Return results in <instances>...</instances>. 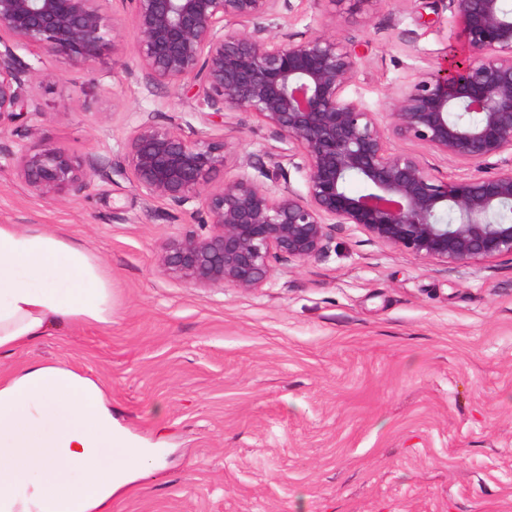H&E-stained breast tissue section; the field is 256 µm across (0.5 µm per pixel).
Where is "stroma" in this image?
<instances>
[{
  "instance_id": "obj_1",
  "label": "stroma",
  "mask_w": 512,
  "mask_h": 512,
  "mask_svg": "<svg viewBox=\"0 0 512 512\" xmlns=\"http://www.w3.org/2000/svg\"><path fill=\"white\" fill-rule=\"evenodd\" d=\"M286 30L360 53L347 86L386 121L393 91L466 56L449 0H291ZM123 36L82 68L38 48L42 110L0 134V224L85 246L112 281V325L69 327L0 354V371L66 364L105 389L144 447H162L112 512H512V257L441 265L382 246L352 224L325 254L275 264L255 291L196 288L166 271L188 214L118 172L81 194L37 196L8 155L56 145L88 162L119 156L146 116L232 145L225 175L288 146L248 112L207 117L173 87H147Z\"/></svg>"
}]
</instances>
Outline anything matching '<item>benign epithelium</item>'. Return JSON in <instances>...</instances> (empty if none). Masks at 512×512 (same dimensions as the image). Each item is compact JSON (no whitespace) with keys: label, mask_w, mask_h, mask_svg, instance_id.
<instances>
[{"label":"benign epithelium","mask_w":512,"mask_h":512,"mask_svg":"<svg viewBox=\"0 0 512 512\" xmlns=\"http://www.w3.org/2000/svg\"><path fill=\"white\" fill-rule=\"evenodd\" d=\"M108 0H0V132L41 114L28 93L49 78L21 56L37 47L80 67L121 37ZM505 0H452L472 59L459 74L427 72L396 91L381 125L345 95L355 53L316 32L265 35L260 21L290 0H121L133 18L146 84L186 88L215 113L245 111L288 142L304 191L276 190L241 171L224 178L228 145L149 115L115 162L87 164L44 144L9 153L38 196L78 195L116 169L146 197L192 215L202 229L163 249L164 268L198 288L264 287L280 259L326 252L330 230L353 224L381 245L442 264L512 256V10ZM253 23V31L224 23ZM422 142L465 173L434 177L390 137ZM359 179L353 193L349 179Z\"/></svg>","instance_id":"obj_1"}]
</instances>
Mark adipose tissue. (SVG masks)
Wrapping results in <instances>:
<instances>
[{
  "instance_id": "obj_1",
  "label": "adipose tissue",
  "mask_w": 512,
  "mask_h": 512,
  "mask_svg": "<svg viewBox=\"0 0 512 512\" xmlns=\"http://www.w3.org/2000/svg\"><path fill=\"white\" fill-rule=\"evenodd\" d=\"M111 324L112 282L89 250L0 224V351L64 326ZM153 454L115 428L104 389L74 370L0 374V512H112Z\"/></svg>"
}]
</instances>
